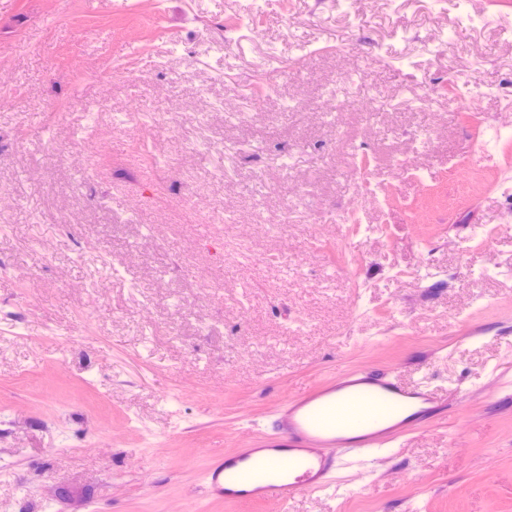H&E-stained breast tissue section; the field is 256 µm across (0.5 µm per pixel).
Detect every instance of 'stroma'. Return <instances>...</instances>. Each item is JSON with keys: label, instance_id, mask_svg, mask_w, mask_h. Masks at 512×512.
<instances>
[{"label": "stroma", "instance_id": "1", "mask_svg": "<svg viewBox=\"0 0 512 512\" xmlns=\"http://www.w3.org/2000/svg\"><path fill=\"white\" fill-rule=\"evenodd\" d=\"M120 2L0 0V512H267L204 498L211 456L340 364L427 379L448 417L289 512H512V0ZM252 4L258 39L234 20ZM294 55L236 121L258 66ZM450 71L477 110H422L418 83ZM340 72L380 95L376 120L327 114ZM228 140L299 145L308 223L281 229L280 197L254 196L275 169ZM224 232L261 262L225 268L205 247Z\"/></svg>", "mask_w": 512, "mask_h": 512}]
</instances>
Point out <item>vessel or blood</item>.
I'll list each match as a JSON object with an SVG mask.
<instances>
[{
  "label": "vessel or blood",
  "instance_id": "1",
  "mask_svg": "<svg viewBox=\"0 0 512 512\" xmlns=\"http://www.w3.org/2000/svg\"><path fill=\"white\" fill-rule=\"evenodd\" d=\"M447 413L428 383L409 386L388 370L344 366L278 401L264 431L241 430L232 449L212 458L202 494L284 512L292 498L327 488L344 466L371 463L378 450Z\"/></svg>",
  "mask_w": 512,
  "mask_h": 512
}]
</instances>
